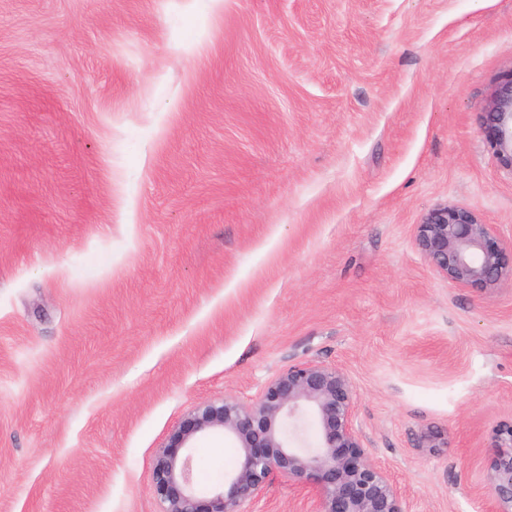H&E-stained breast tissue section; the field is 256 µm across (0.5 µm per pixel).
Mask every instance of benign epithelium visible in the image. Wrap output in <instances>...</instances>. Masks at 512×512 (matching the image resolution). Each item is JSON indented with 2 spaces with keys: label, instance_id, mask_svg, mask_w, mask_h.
Listing matches in <instances>:
<instances>
[{
  "label": "benign epithelium",
  "instance_id": "benign-epithelium-1",
  "mask_svg": "<svg viewBox=\"0 0 512 512\" xmlns=\"http://www.w3.org/2000/svg\"><path fill=\"white\" fill-rule=\"evenodd\" d=\"M487 118L500 163L512 170V76L503 79ZM416 243L449 284L492 289L512 278L494 229L473 211L439 205L417 225ZM356 394L335 365L307 361L267 381L255 398L232 396L196 407L155 457L152 483L158 512H251L269 477L311 484L315 512H409L401 489L366 455L353 418ZM316 428L310 438L309 425ZM221 433L240 452L220 487L195 481L197 435ZM485 494L489 512H512V422L494 436Z\"/></svg>",
  "mask_w": 512,
  "mask_h": 512
}]
</instances>
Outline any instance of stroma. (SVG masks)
<instances>
[{"mask_svg": "<svg viewBox=\"0 0 512 512\" xmlns=\"http://www.w3.org/2000/svg\"><path fill=\"white\" fill-rule=\"evenodd\" d=\"M511 74L512 0H0V512H158L188 414L310 360L409 512H487L512 282L415 236L464 207L512 264ZM195 447L201 485L238 464ZM314 508L277 476L252 506ZM487 114L497 158L512 171V76L499 83Z\"/></svg>", "mask_w": 512, "mask_h": 512, "instance_id": "stroma-1", "label": "stroma"}]
</instances>
